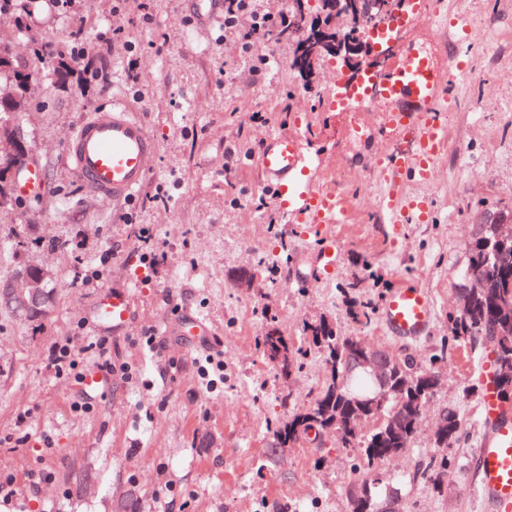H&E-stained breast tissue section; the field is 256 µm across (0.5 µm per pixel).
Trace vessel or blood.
<instances>
[{
    "mask_svg": "<svg viewBox=\"0 0 512 512\" xmlns=\"http://www.w3.org/2000/svg\"><path fill=\"white\" fill-rule=\"evenodd\" d=\"M459 60L439 65L416 45L407 46L385 75L365 74L360 82L337 83L334 103L382 102L389 127L400 131L404 148L377 152L373 172L382 189L381 207L389 223L426 222L432 202L428 195H411L409 183L430 184L436 164L448 149V130L440 108L447 100L453 76L465 75ZM66 152L74 176L89 195L121 202L131 198L156 168L158 149L136 112L121 103L111 108H92L70 134ZM265 188L284 198L307 166L301 133L272 131L264 135L250 154ZM40 169L24 167L18 192L35 197L42 186ZM290 220L324 228L348 223L350 212L336 188L311 193L301 205L290 207ZM133 298L129 291L101 292L92 319L101 329L125 331L131 323ZM382 320L395 335L416 339L424 336L433 320L430 295L413 285H403L385 297ZM166 331L189 337L194 346H205L213 329L195 314L185 312L165 321ZM479 406L488 426L477 455L478 492L486 512H512V404L501 395L493 365H485Z\"/></svg>",
    "mask_w": 512,
    "mask_h": 512,
    "instance_id": "b4317fda",
    "label": "vessel or blood"
}]
</instances>
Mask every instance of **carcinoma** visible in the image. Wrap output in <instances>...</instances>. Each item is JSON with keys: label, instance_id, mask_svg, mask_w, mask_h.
<instances>
[{"label": "carcinoma", "instance_id": "obj_1", "mask_svg": "<svg viewBox=\"0 0 512 512\" xmlns=\"http://www.w3.org/2000/svg\"><path fill=\"white\" fill-rule=\"evenodd\" d=\"M35 0H0V13L13 11L16 19L31 12ZM298 0H291L288 20L273 25L266 32L275 41L296 40L298 32ZM29 60L11 58L9 70L0 71V79L29 75L35 78H56V84L66 83L72 72L73 51L57 48L47 53L43 39L28 33ZM43 244L39 224H21L15 230L14 259L29 253L33 245ZM465 270L484 278L489 288L476 291L459 289V305L448 312L447 345L452 348L468 344L476 347L484 342L494 344L504 371L499 375L500 387L506 397L512 396V238L499 234L498 225L477 224L467 244ZM377 313L373 300L361 302L351 310L353 319L364 326L372 323ZM264 323L260 346L264 356L281 349L288 356L287 363L278 366L280 375L300 372L308 356L318 353L327 365V377L306 407L288 415L271 426L275 445L290 448L309 437V434L336 432L338 445L351 451L354 469L361 474L363 494L349 501V512H377L379 503L398 493V488L383 483L380 466L390 457L407 448L416 433L421 414L433 397L437 384L435 376L443 360L445 349L420 362L409 353L394 356L386 350L381 354L390 358L384 385L357 366L364 347L357 336H343L326 318L303 325V343L294 347L284 336L274 338L269 329L275 327V318L264 308L260 312ZM444 432L435 434L434 447L446 448L460 444L465 433L462 421L453 408H444ZM454 470V462L447 455L430 457L420 475L436 484L442 483Z\"/></svg>", "mask_w": 512, "mask_h": 512}]
</instances>
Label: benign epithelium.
I'll return each mask as SVG.
<instances>
[{
	"mask_svg": "<svg viewBox=\"0 0 512 512\" xmlns=\"http://www.w3.org/2000/svg\"><path fill=\"white\" fill-rule=\"evenodd\" d=\"M366 19V13L359 9L357 0H328L323 4L320 14L304 20L305 29L301 31L300 42L294 45V55H303V73L309 82L317 77L320 59L331 58L348 73L351 81H356L364 74L377 70L382 64L386 52L375 50L373 45L356 32ZM0 106L12 115L22 109L18 94L9 85L0 87ZM7 150L0 153L4 158H11L22 152L31 158L25 144L7 133L0 135V146ZM28 267L42 270L44 278L32 279L26 270L14 272L8 282L11 296L20 300L36 297L43 292L44 279L52 277L49 267L32 257L25 262ZM360 366L370 372L377 380H384L383 371L387 368L385 361L375 355L363 354Z\"/></svg>",
	"mask_w": 512,
	"mask_h": 512,
	"instance_id": "1",
	"label": "benign epithelium"
}]
</instances>
